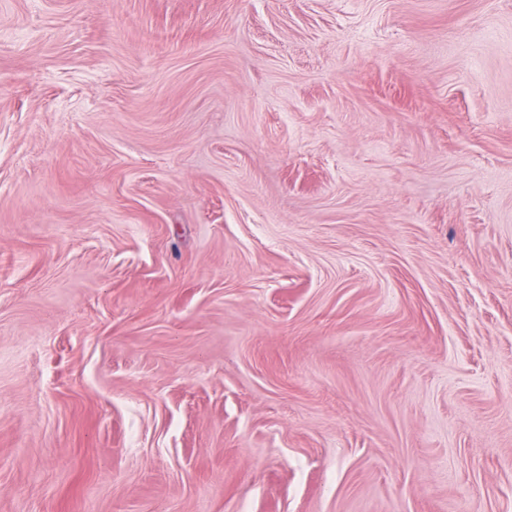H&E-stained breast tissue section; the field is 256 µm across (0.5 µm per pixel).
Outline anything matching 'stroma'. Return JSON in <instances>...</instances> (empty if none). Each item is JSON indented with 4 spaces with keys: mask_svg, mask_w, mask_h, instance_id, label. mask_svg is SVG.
<instances>
[{
    "mask_svg": "<svg viewBox=\"0 0 512 512\" xmlns=\"http://www.w3.org/2000/svg\"><path fill=\"white\" fill-rule=\"evenodd\" d=\"M0 512H512V0H0Z\"/></svg>",
    "mask_w": 512,
    "mask_h": 512,
    "instance_id": "stroma-1",
    "label": "stroma"
}]
</instances>
